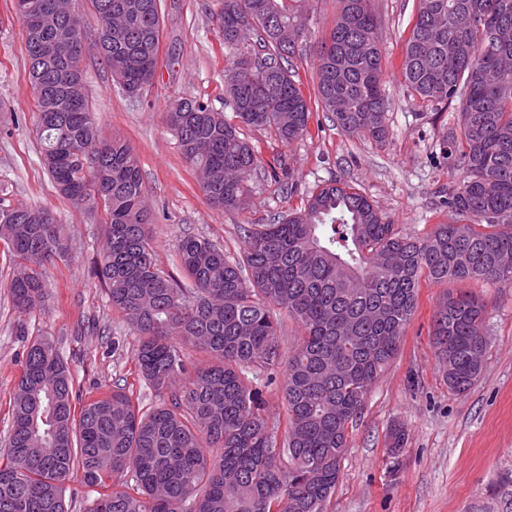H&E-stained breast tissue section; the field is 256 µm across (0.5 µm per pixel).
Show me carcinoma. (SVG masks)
I'll list each match as a JSON object with an SVG mask.
<instances>
[{
	"mask_svg": "<svg viewBox=\"0 0 512 512\" xmlns=\"http://www.w3.org/2000/svg\"><path fill=\"white\" fill-rule=\"evenodd\" d=\"M94 35L113 80L128 96L159 62L163 0H89ZM308 0H222L225 93L234 118L180 99L165 118L195 168L209 205L242 210L260 166L238 125L269 127L285 146L308 132L312 112L289 59L307 34ZM322 42L317 96L336 126L378 143L389 136L385 59L371 0H338ZM58 0H15L25 32L42 163L72 205L104 214L96 275L112 308L138 336L134 374L157 404L142 411L117 386L83 399L50 340L27 348L13 396L8 447L0 450V512H67L74 471L96 497L88 512H327L349 450V428L397 354L422 278L512 288V0H418L400 66L424 101L458 103V130L439 157L465 173L443 204L457 217L424 238L403 235L349 182L333 179L303 209L244 229L235 260L205 239L178 244L183 279L157 264L137 156L102 138L92 104L64 81L63 50L84 26L38 14ZM0 239L17 259L13 306L43 309L48 263L72 253L49 208L0 201ZM303 327L281 348L279 316ZM486 305L459 289L436 305L432 339L448 388L464 393L487 347ZM205 354L188 368L185 349ZM286 366L285 420L267 414L263 389ZM390 429L393 466L405 446Z\"/></svg>",
	"mask_w": 512,
	"mask_h": 512,
	"instance_id": "obj_1",
	"label": "carcinoma"
}]
</instances>
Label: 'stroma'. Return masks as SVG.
<instances>
[{
    "mask_svg": "<svg viewBox=\"0 0 512 512\" xmlns=\"http://www.w3.org/2000/svg\"><path fill=\"white\" fill-rule=\"evenodd\" d=\"M164 3L157 73L143 97H126L94 47H87L81 60L85 93L103 138L126 142L137 156L162 268L176 270L177 246L187 234L240 257L244 227L300 208L313 187L339 177L356 184L382 219L404 233L423 237L435 225L452 222L439 192L457 187L463 173L433 157L455 123V111L412 95L399 70L417 0H372L387 61L389 139L377 143L347 136L315 104L308 134L291 146H283L271 129L243 128L262 164L285 158L295 189L286 191L254 173L249 204L241 211L208 204L165 121L167 109L180 98L230 110L220 0ZM336 8L335 0H309L308 34L291 58L294 79L313 103L320 43L335 24ZM24 41L14 0H0V197L14 205L50 208L71 235L73 254L48 266L45 310L22 314L14 309L8 288L15 263L0 241V448L8 439L13 393L34 338L53 341L87 397L133 383L137 347L125 316L109 305L95 274L105 241L101 215L62 197L41 164ZM455 288L452 282L422 281L399 353L352 425L328 512H512V288L473 286L487 305V349L480 376L463 394L449 389L431 337L436 303ZM394 425L406 432L396 467L386 440Z\"/></svg>",
    "mask_w": 512,
    "mask_h": 512,
    "instance_id": "obj_1",
    "label": "stroma"
}]
</instances>
